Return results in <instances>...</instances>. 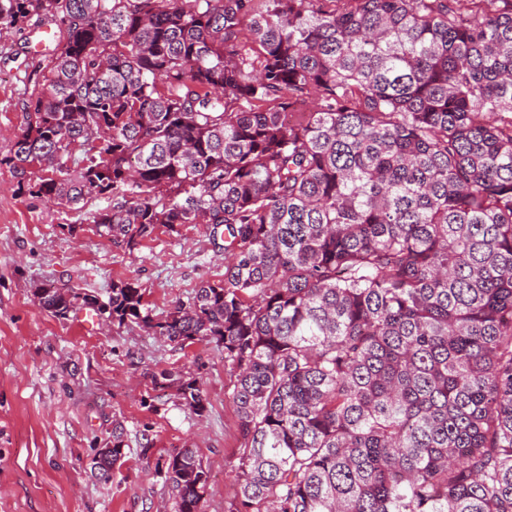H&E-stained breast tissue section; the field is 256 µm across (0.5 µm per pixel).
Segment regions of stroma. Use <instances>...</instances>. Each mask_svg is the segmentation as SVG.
<instances>
[{"label": "stroma", "instance_id": "35a3bbf8", "mask_svg": "<svg viewBox=\"0 0 512 512\" xmlns=\"http://www.w3.org/2000/svg\"><path fill=\"white\" fill-rule=\"evenodd\" d=\"M59 42L30 22L0 40V154ZM98 205L18 195L13 174L0 169V512H175L158 468L186 448L209 473L202 512H229L241 440L234 372L215 344L170 342L134 323L87 327L79 314L56 318L34 298L36 286L51 283L104 302L114 283L131 282L161 318L203 284L223 281L203 225L157 227L131 250L96 231ZM71 224L79 234L68 233ZM167 372L198 380L203 414L185 405ZM116 428L124 455L106 482L90 461Z\"/></svg>", "mask_w": 512, "mask_h": 512}]
</instances>
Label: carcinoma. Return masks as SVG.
Returning <instances> with one entry per match:
<instances>
[{"instance_id": "cac0c4a2", "label": "carcinoma", "mask_w": 512, "mask_h": 512, "mask_svg": "<svg viewBox=\"0 0 512 512\" xmlns=\"http://www.w3.org/2000/svg\"><path fill=\"white\" fill-rule=\"evenodd\" d=\"M502 0H0L64 35L0 167L99 198L132 250L204 224L224 282L160 319L42 284L235 371L231 512H512V6ZM41 175L31 180L33 170ZM197 415L195 378L171 379ZM123 435L92 468L111 478ZM208 471L165 463L177 512Z\"/></svg>"}]
</instances>
